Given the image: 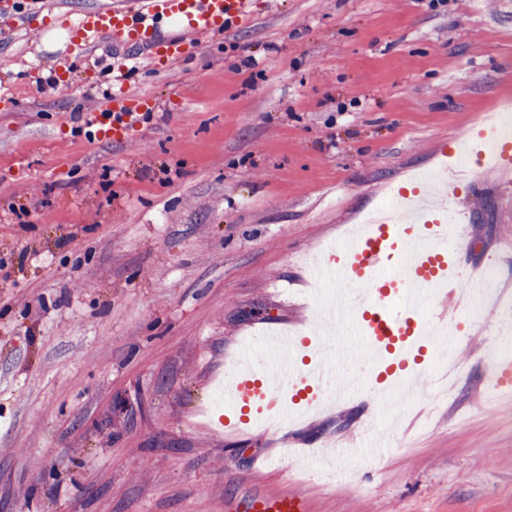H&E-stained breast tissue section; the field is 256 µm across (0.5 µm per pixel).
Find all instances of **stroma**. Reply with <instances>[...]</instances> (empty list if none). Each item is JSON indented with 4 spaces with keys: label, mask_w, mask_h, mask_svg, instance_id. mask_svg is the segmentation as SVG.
<instances>
[{
    "label": "stroma",
    "mask_w": 512,
    "mask_h": 512,
    "mask_svg": "<svg viewBox=\"0 0 512 512\" xmlns=\"http://www.w3.org/2000/svg\"><path fill=\"white\" fill-rule=\"evenodd\" d=\"M0 14V512H239L257 490L308 512H512V402L491 388L499 335L452 338L436 416L371 395L279 434L200 414L240 341L306 329L312 262L362 214L512 97V0H255V20L177 62L141 64L157 107L92 137L120 55L110 37L49 51L58 13ZM465 267L512 290V171L455 186ZM401 433L336 453L362 425Z\"/></svg>",
    "instance_id": "stroma-1"
}]
</instances>
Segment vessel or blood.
Wrapping results in <instances>:
<instances>
[{
  "label": "vessel or blood",
  "instance_id": "b4317fda",
  "mask_svg": "<svg viewBox=\"0 0 512 512\" xmlns=\"http://www.w3.org/2000/svg\"><path fill=\"white\" fill-rule=\"evenodd\" d=\"M252 0H113L112 5L82 12L69 27L83 49H92L101 36L125 45L145 46L161 63L182 55L190 43L221 34L252 19ZM173 35L163 38L161 27ZM151 99L119 89L106 100V120L99 137L130 135L133 113L146 109ZM442 214H422L418 224L389 220L370 225L340 247L324 250L313 267L314 276L336 272L340 286L336 303L327 315L332 331L320 336L312 363L281 373L277 358L267 360L265 372L255 368L257 352L251 343H240L232 366L236 408L261 414L269 422L286 418L285 400L316 408L315 391L328 386L330 400L343 404L362 385L346 374L344 366L356 358L350 336L368 340L371 370H380L386 355L405 353L410 345L432 333L449 317L465 308L448 280L447 233ZM432 293L444 300L438 312L420 320L421 294ZM401 295L400 311H389L385 303ZM244 512H307L304 495L280 496L257 493L244 499Z\"/></svg>",
  "mask_w": 512,
  "mask_h": 512
}]
</instances>
